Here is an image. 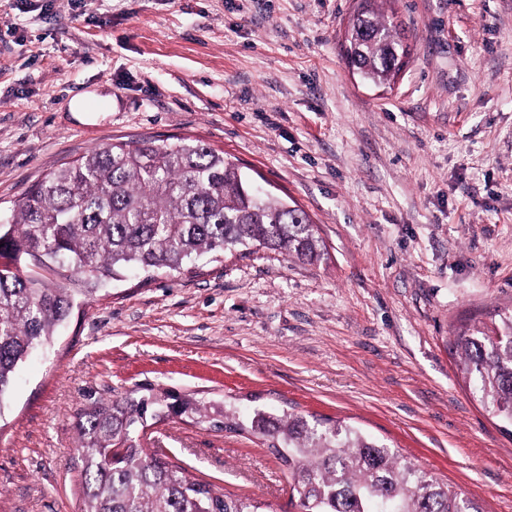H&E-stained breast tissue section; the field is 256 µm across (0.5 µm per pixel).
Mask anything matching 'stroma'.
Wrapping results in <instances>:
<instances>
[{
	"label": "stroma",
	"instance_id": "stroma-1",
	"mask_svg": "<svg viewBox=\"0 0 512 512\" xmlns=\"http://www.w3.org/2000/svg\"><path fill=\"white\" fill-rule=\"evenodd\" d=\"M358 0H0V219L89 149L198 139L319 227L309 264L262 247L202 274L130 272L74 308L0 407V512H81L75 413L144 384L240 413L343 422L483 512H512V435L455 334L512 311V0H392L409 63L353 74ZM111 96L71 112L80 94ZM148 453L296 512L260 441L185 418Z\"/></svg>",
	"mask_w": 512,
	"mask_h": 512
}]
</instances>
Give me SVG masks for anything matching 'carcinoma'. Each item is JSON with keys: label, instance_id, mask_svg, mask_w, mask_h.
I'll return each mask as SVG.
<instances>
[{"label": "carcinoma", "instance_id": "carcinoma-1", "mask_svg": "<svg viewBox=\"0 0 512 512\" xmlns=\"http://www.w3.org/2000/svg\"><path fill=\"white\" fill-rule=\"evenodd\" d=\"M359 0L345 33L348 65L381 84L407 65L396 26ZM314 262L325 245L299 207L254 188L196 139L95 147L32 185L0 224V407L32 350L51 343L78 300L95 301L124 271L182 273L251 246ZM460 371L512 433V313L491 331L457 333ZM261 440L296 485L300 512H482L448 484L347 424L295 413L207 404L152 385L77 409L82 512H261L145 451L167 418Z\"/></svg>", "mask_w": 512, "mask_h": 512}]
</instances>
